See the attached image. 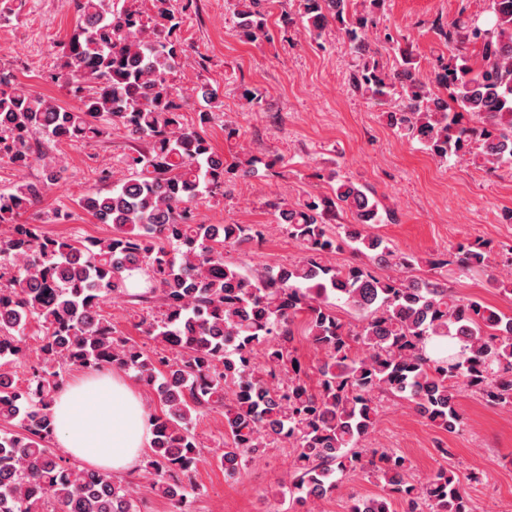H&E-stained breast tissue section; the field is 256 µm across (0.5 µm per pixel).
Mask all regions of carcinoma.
<instances>
[{"label":"carcinoma","mask_w":512,"mask_h":512,"mask_svg":"<svg viewBox=\"0 0 512 512\" xmlns=\"http://www.w3.org/2000/svg\"><path fill=\"white\" fill-rule=\"evenodd\" d=\"M238 34L268 36L259 0H237ZM383 0H300L301 17L317 41L336 26L355 58L354 91L378 99L401 91L403 107L388 125L447 160L480 150L485 167L512 163V0H489L484 20L459 15L436 30L452 48L435 77L398 49L386 68L371 50ZM192 0H152L147 14L128 0H77L78 20L63 43L51 78L80 102L64 109L33 93L0 66V164L24 172L39 163L43 178L0 191V512H141L133 483L69 463L54 448L51 409L67 371L119 368L154 393L162 414L144 472L151 490L182 506L196 488L201 443L193 417L224 412L228 439L218 457L227 475L269 443L294 448L282 493L301 508L329 497L339 477L372 467L385 495L356 501L352 512H472L455 473L409 481L408 459L361 448L377 422L376 394L407 399L435 427L453 433L465 385L492 405L512 409V315L456 296L438 280L407 276L421 259L367 230L383 218L372 191L349 179L329 194L277 203L278 224L305 256L260 273L224 262V249L249 244L255 224H201L196 203L224 195L229 179L255 174L258 159L230 163L199 129L213 118L215 92L193 89L203 109L184 123V96L173 83L187 49L180 37ZM120 125L145 147L126 156L130 176L79 198L82 209L112 225L103 238L46 235L20 218L63 177L53 154L60 142H98ZM352 222L329 221L342 213ZM346 245L368 262L338 267L329 255ZM486 247H459L465 274L487 266ZM388 271L378 275L372 267ZM126 297L143 310L144 335L156 350L115 335L104 302ZM342 302L361 314L352 326L336 315ZM322 354L316 387L292 357L296 320ZM37 362L22 386L7 365L29 339ZM291 372L282 382L283 371ZM18 422L19 430L10 429Z\"/></svg>","instance_id":"obj_1"}]
</instances>
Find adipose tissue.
Listing matches in <instances>:
<instances>
[{
	"instance_id": "ef3b65f1",
	"label": "adipose tissue",
	"mask_w": 512,
	"mask_h": 512,
	"mask_svg": "<svg viewBox=\"0 0 512 512\" xmlns=\"http://www.w3.org/2000/svg\"><path fill=\"white\" fill-rule=\"evenodd\" d=\"M52 418L55 440L69 456L115 476L135 469L153 438L139 393L117 369L68 380Z\"/></svg>"
}]
</instances>
